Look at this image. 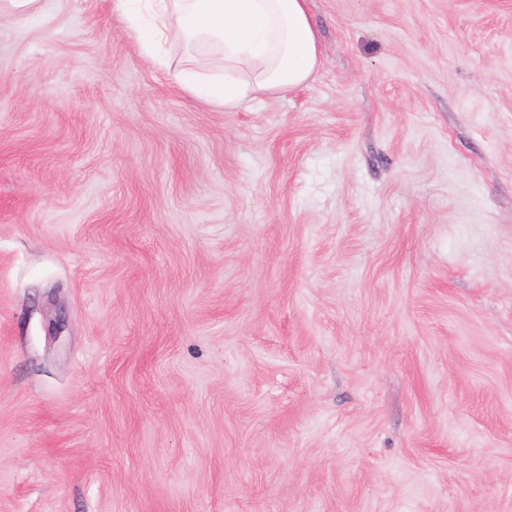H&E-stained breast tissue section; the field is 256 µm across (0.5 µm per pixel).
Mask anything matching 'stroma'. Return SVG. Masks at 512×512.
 <instances>
[{
  "mask_svg": "<svg viewBox=\"0 0 512 512\" xmlns=\"http://www.w3.org/2000/svg\"><path fill=\"white\" fill-rule=\"evenodd\" d=\"M308 9L227 112L0 0V512H512V0Z\"/></svg>",
  "mask_w": 512,
  "mask_h": 512,
  "instance_id": "obj_1",
  "label": "stroma"
}]
</instances>
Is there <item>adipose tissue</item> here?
<instances>
[{"label": "adipose tissue", "mask_w": 512, "mask_h": 512, "mask_svg": "<svg viewBox=\"0 0 512 512\" xmlns=\"http://www.w3.org/2000/svg\"><path fill=\"white\" fill-rule=\"evenodd\" d=\"M143 51L182 39L224 61L208 81L180 71L181 86L232 111L260 92H283L309 79L319 64L318 33L306 0H115Z\"/></svg>", "instance_id": "adipose-tissue-1"}]
</instances>
